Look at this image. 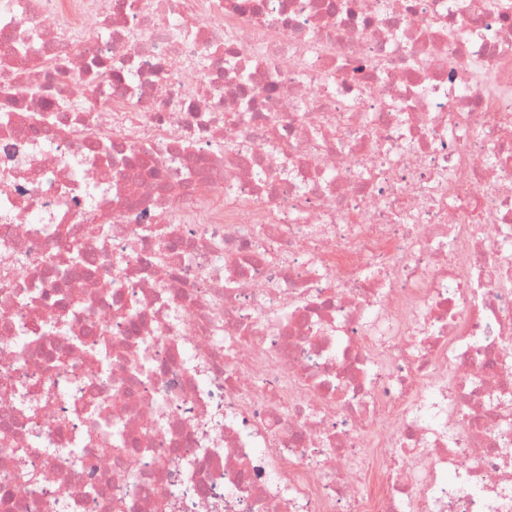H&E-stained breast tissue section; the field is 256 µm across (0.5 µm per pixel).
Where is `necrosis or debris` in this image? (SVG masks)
<instances>
[{"label": "necrosis or debris", "mask_w": 512, "mask_h": 512, "mask_svg": "<svg viewBox=\"0 0 512 512\" xmlns=\"http://www.w3.org/2000/svg\"><path fill=\"white\" fill-rule=\"evenodd\" d=\"M0 512H512V0H0Z\"/></svg>", "instance_id": "obj_1"}]
</instances>
